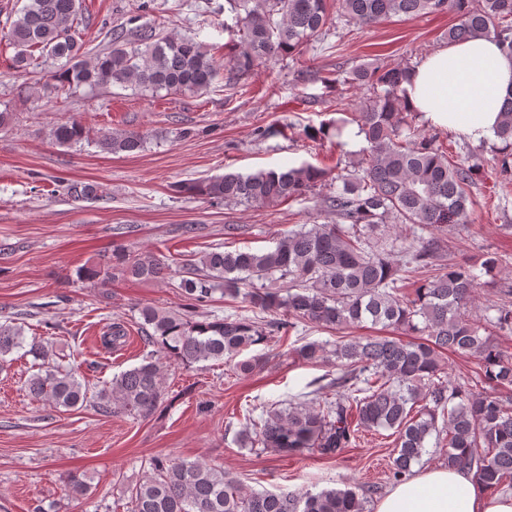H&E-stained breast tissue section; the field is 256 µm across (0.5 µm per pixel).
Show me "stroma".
Wrapping results in <instances>:
<instances>
[{
  "label": "stroma",
  "instance_id": "stroma-1",
  "mask_svg": "<svg viewBox=\"0 0 512 512\" xmlns=\"http://www.w3.org/2000/svg\"><path fill=\"white\" fill-rule=\"evenodd\" d=\"M22 0H0V111L11 115L0 127V323L22 325L26 336L50 340L60 363L79 369L89 387L111 381L138 365L147 347L136 324L137 309L149 304L178 313L183 299L171 281L118 279L101 282L83 268L110 264L116 250L151 252L179 268L186 260L219 250L273 249L297 224H331L323 210L328 187L270 207L216 204L204 196L180 194V184L227 172L312 164L345 168L358 145H321L294 134V126L328 122L337 104L367 97L364 89L337 82L339 71L361 63H419L446 46L450 12L397 17L360 27L337 17V35L294 61H259L242 80L246 94L216 81L203 95L142 93L118 85L83 86L61 94L44 75L59 61L41 58L21 70L6 24ZM136 19L157 33L194 37L224 59L232 20L228 0H83L76 26L83 57L111 48L113 26ZM77 118L91 130L147 133L142 150L113 154L94 141L56 145L52 129ZM274 126L278 135L260 138ZM190 129L180 137L181 129ZM96 183L105 197L76 200L66 187ZM469 223L441 231L452 263L481 264L498 257L481 275L472 308L487 305L512 286V184L500 185L493 167L472 189ZM237 225L234 235L224 233ZM123 323L127 339L108 350L106 327ZM340 331L301 323L280 330L262 348L266 364L253 373L207 361L191 367L165 365L166 408L141 419L75 409L31 399L25 385L32 359L13 355L0 369V512H127V489L141 480L155 456L203 460L224 468L244 490L299 493L365 486L367 508L392 488L388 466L394 441L389 432L358 431L348 448L329 458L315 453L287 455L238 448L235 437L252 429L258 408L301 401L318 389L328 365L290 353L309 341L336 343ZM83 474L87 495H68V473Z\"/></svg>",
  "mask_w": 512,
  "mask_h": 512
}]
</instances>
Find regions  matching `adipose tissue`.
I'll use <instances>...</instances> for the list:
<instances>
[{"mask_svg":"<svg viewBox=\"0 0 512 512\" xmlns=\"http://www.w3.org/2000/svg\"><path fill=\"white\" fill-rule=\"evenodd\" d=\"M405 89L429 123L489 141L512 99V56L488 37L451 43L429 54ZM376 512H512V491L490 494L471 473L437 467L396 484Z\"/></svg>","mask_w":512,"mask_h":512,"instance_id":"ef3b65f1","label":"adipose tissue"}]
</instances>
